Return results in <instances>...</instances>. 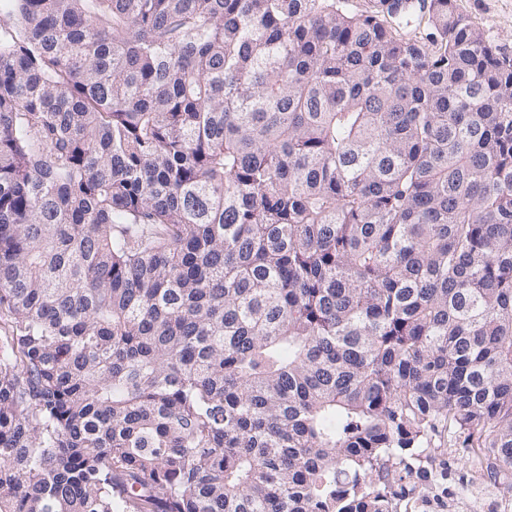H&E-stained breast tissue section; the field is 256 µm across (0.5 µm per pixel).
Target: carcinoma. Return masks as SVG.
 <instances>
[{"mask_svg":"<svg viewBox=\"0 0 512 512\" xmlns=\"http://www.w3.org/2000/svg\"><path fill=\"white\" fill-rule=\"evenodd\" d=\"M369 2L12 0L0 512L512 491V57Z\"/></svg>","mask_w":512,"mask_h":512,"instance_id":"cac0c4a2","label":"carcinoma"}]
</instances>
